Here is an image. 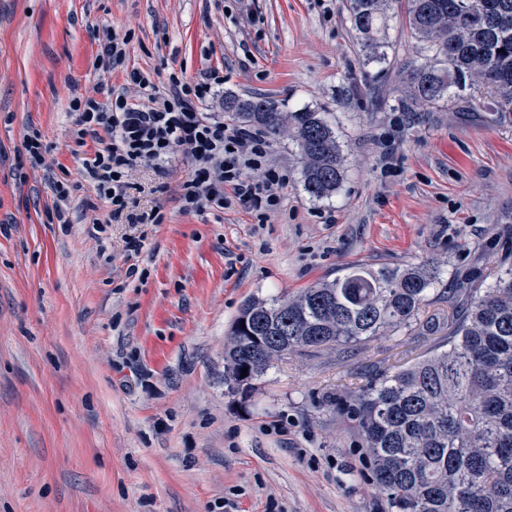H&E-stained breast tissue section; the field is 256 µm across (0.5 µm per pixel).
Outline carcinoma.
Returning <instances> with one entry per match:
<instances>
[{"mask_svg": "<svg viewBox=\"0 0 512 512\" xmlns=\"http://www.w3.org/2000/svg\"><path fill=\"white\" fill-rule=\"evenodd\" d=\"M392 4L350 0L368 62L386 61L381 33ZM405 15L421 60L406 64L399 111L427 112L486 90L496 111L512 112V0H406ZM224 108L296 144L309 197L341 188L339 147L322 113L231 95ZM440 275L432 261L355 265L296 297L248 299L225 345V380L247 391L288 352L357 343L420 321L430 305L446 306L448 335L432 351L368 375L333 409L354 422L385 512H512V271L434 293Z\"/></svg>", "mask_w": 512, "mask_h": 512, "instance_id": "1", "label": "carcinoma"}]
</instances>
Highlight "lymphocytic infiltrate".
Returning <instances> with one entry per match:
<instances>
[{
	"mask_svg": "<svg viewBox=\"0 0 512 512\" xmlns=\"http://www.w3.org/2000/svg\"><path fill=\"white\" fill-rule=\"evenodd\" d=\"M126 81L140 88L142 102L112 92L102 101L93 96L71 101L74 142L93 148L82 162L84 181L109 205L111 217L161 223L159 213L130 210L127 177L138 164L160 170L180 155L191 166L180 189L182 211L236 206L265 221L267 211L279 205L288 177L269 167L263 134L199 110V103L223 86V76L212 70L195 79L174 77L164 94L138 70L127 71Z\"/></svg>",
	"mask_w": 512,
	"mask_h": 512,
	"instance_id": "obj_1",
	"label": "lymphocytic infiltrate"
}]
</instances>
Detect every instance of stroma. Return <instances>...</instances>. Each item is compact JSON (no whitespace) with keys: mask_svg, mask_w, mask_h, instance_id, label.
<instances>
[{"mask_svg":"<svg viewBox=\"0 0 512 512\" xmlns=\"http://www.w3.org/2000/svg\"><path fill=\"white\" fill-rule=\"evenodd\" d=\"M108 25L131 33L125 69L159 90L219 70L201 111L223 115L234 95L325 113L341 190L309 198L284 137L268 164L288 184L264 223L234 207L183 213V159L129 179L132 206L162 223L108 222L88 184L69 223H49L52 175L81 177L72 96L139 97L125 70L95 67L93 32ZM385 39L386 62H367L349 0H0V512H384L331 402L436 335L293 351L247 392L224 379V342L245 300L296 296L355 264L433 260L444 288L512 268V112L485 92L398 111L419 54L402 7ZM33 127L50 147L38 171L22 158ZM133 263L147 279L127 275Z\"/></svg>","mask_w":512,"mask_h":512,"instance_id":"1","label":"stroma"}]
</instances>
